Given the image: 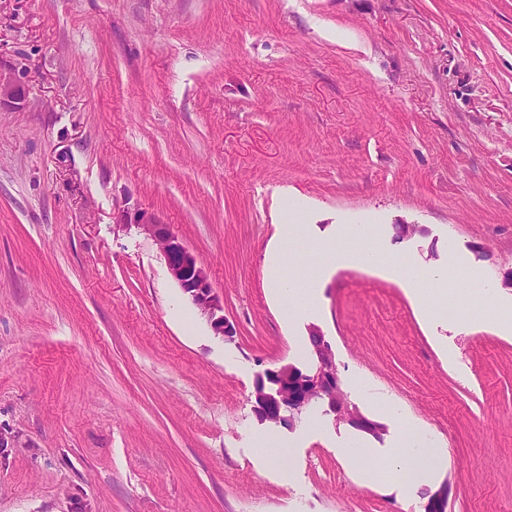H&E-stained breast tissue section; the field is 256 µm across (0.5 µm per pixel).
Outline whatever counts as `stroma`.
Segmentation results:
<instances>
[{
	"instance_id": "obj_1",
	"label": "stroma",
	"mask_w": 512,
	"mask_h": 512,
	"mask_svg": "<svg viewBox=\"0 0 512 512\" xmlns=\"http://www.w3.org/2000/svg\"><path fill=\"white\" fill-rule=\"evenodd\" d=\"M0 73L27 90L0 102V512H424L442 485L448 512H512V0H0ZM293 211L307 249L354 225L419 271L465 262L470 323L362 266L284 319L267 269ZM314 327L381 438L318 406L256 417ZM403 420L443 458L421 480ZM139 227L159 244L169 276L206 317L214 335L232 339L235 327L224 316V306L195 252L167 224L145 222Z\"/></svg>"
}]
</instances>
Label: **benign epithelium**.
Listing matches in <instances>:
<instances>
[{
    "label": "benign epithelium",
    "instance_id": "7a95c632",
    "mask_svg": "<svg viewBox=\"0 0 512 512\" xmlns=\"http://www.w3.org/2000/svg\"><path fill=\"white\" fill-rule=\"evenodd\" d=\"M140 228L159 244L169 276L206 317L214 335L233 338L235 327L224 316V306L195 252L167 224L146 222ZM309 343L313 369L303 371L287 364L269 368L259 377L253 392L256 416L275 426L291 428L299 414L319 405L325 414L374 438L381 437L385 429L379 422L346 407L335 354L321 330L310 329ZM424 512H448V485L428 494Z\"/></svg>",
    "mask_w": 512,
    "mask_h": 512
}]
</instances>
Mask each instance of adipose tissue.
I'll use <instances>...</instances> for the list:
<instances>
[{
    "label": "adipose tissue",
    "instance_id": "ef3b65f1",
    "mask_svg": "<svg viewBox=\"0 0 512 512\" xmlns=\"http://www.w3.org/2000/svg\"><path fill=\"white\" fill-rule=\"evenodd\" d=\"M304 226L300 217L283 225L269 265L271 295L286 316L295 317L311 310L316 304V287L334 267L340 265L384 264L386 274L400 281L408 294L422 301L425 317H433L435 308L426 303L428 292L463 295L466 284L475 271L456 265L450 271L432 273L422 280L417 269L400 259L382 260L378 251L363 247V235L350 227L338 229L335 236L320 242L314 254L299 247Z\"/></svg>",
    "mask_w": 512,
    "mask_h": 512
}]
</instances>
